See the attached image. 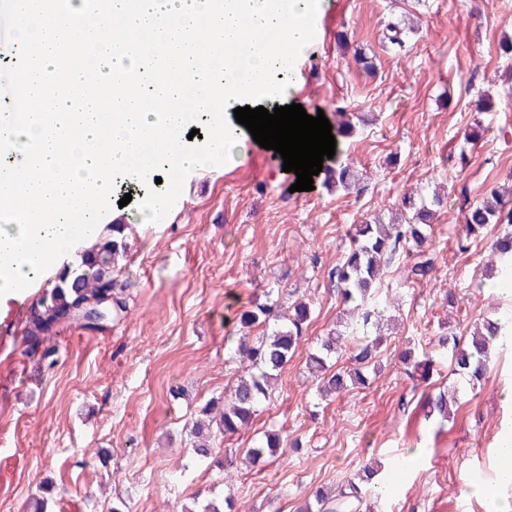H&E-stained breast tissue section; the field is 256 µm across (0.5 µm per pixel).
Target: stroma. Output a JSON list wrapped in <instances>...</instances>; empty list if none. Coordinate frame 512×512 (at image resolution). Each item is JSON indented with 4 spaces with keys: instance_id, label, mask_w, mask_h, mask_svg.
<instances>
[{
    "instance_id": "obj_1",
    "label": "stroma",
    "mask_w": 512,
    "mask_h": 512,
    "mask_svg": "<svg viewBox=\"0 0 512 512\" xmlns=\"http://www.w3.org/2000/svg\"><path fill=\"white\" fill-rule=\"evenodd\" d=\"M344 40L319 43L303 57L294 98L308 114L363 116L339 140L335 162L362 175L361 192L314 177L296 192L275 151L250 147L232 164L147 186L127 204L131 282L121 320L102 330L57 333V364L45 370L22 354L21 336L36 293L21 290L0 308V512H26L32 494L48 512H184L192 502L234 495L242 512H297L313 491L355 477L367 463L400 468V487L374 512H484L496 491V449L512 427V344L471 384L443 367L416 386L399 355L425 351L448 332L468 333L507 309L490 289L485 262L503 225L470 239L465 214L491 188H512V0H327ZM413 32L391 45L386 26ZM364 54L375 64L363 69ZM479 78L463 90L471 72ZM447 193L428 249L430 277L404 288L403 266L386 269L383 291L396 296L397 326L382 342L365 386L322 401L306 368L318 339L343 306L328 273L352 225L389 218L405 192ZM175 197L160 221H141L147 195ZM469 242L468 253L458 245ZM312 300L314 314L271 400L249 429L216 436L213 457L190 450L189 430L207 401L236 378L226 360L229 317L264 289ZM457 387L461 406L448 422L429 411L428 393ZM299 440L228 484L218 459L270 430ZM481 486L463 490L468 474Z\"/></svg>"
}]
</instances>
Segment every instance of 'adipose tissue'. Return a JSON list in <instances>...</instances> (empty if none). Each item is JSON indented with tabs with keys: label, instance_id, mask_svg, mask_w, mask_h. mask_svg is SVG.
<instances>
[{
	"label": "adipose tissue",
	"instance_id": "adipose-tissue-1",
	"mask_svg": "<svg viewBox=\"0 0 512 512\" xmlns=\"http://www.w3.org/2000/svg\"><path fill=\"white\" fill-rule=\"evenodd\" d=\"M16 55L26 68L24 108L0 113V141L10 144L0 162V209L13 212L0 224V300L21 288H40L62 269L75 267L99 240L101 211L118 179L150 182L165 172L203 169L243 158L252 135L227 120L229 110L253 99L256 89L287 100L293 84L277 76L291 71L292 51L307 34L317 0H107L104 12L70 0L67 9L18 0ZM255 31L280 29L279 43L253 40L241 47V22ZM102 37L96 67L137 72L122 87L120 110L84 112L72 118L65 99L45 82L59 61L62 39L72 29ZM173 53L165 80H157L158 49ZM42 67L32 70L30 59ZM163 97L174 111L151 112L147 100ZM54 110L45 117L44 107ZM212 130L204 149L180 142L190 121ZM79 137H72V130ZM35 147L41 170L32 179L23 169Z\"/></svg>",
	"mask_w": 512,
	"mask_h": 512
}]
</instances>
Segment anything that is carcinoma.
Masks as SVG:
<instances>
[{
  "label": "carcinoma",
  "instance_id": "1",
  "mask_svg": "<svg viewBox=\"0 0 512 512\" xmlns=\"http://www.w3.org/2000/svg\"><path fill=\"white\" fill-rule=\"evenodd\" d=\"M325 180L345 190L359 186L358 171L339 163L327 170ZM444 205V197L433 194L428 198L404 194L400 202L401 220L384 224L369 218L353 227L350 245L333 275L343 310L336 325L320 339L319 347L310 353L307 368L316 381L320 398L331 400L350 386L365 384L363 370L373 362L382 342L377 330L384 313L395 304V299L382 295L381 279L388 262L398 246L416 252L404 284L412 287L426 279L431 271V259L421 255V248L429 238L428 228L433 217ZM512 224V209L506 207L499 191L491 189L489 196L465 215L468 234L478 235L490 224ZM126 224H112L105 228L99 243L75 268L61 271L53 285L32 303L23 329L21 344L24 355L51 370L56 360V348L47 345L58 329L72 324L80 304L94 301L105 293L112 294V319H120L126 309L124 292L129 281L121 279L120 262L127 257L130 247ZM491 256L496 259L489 275L502 283L512 284V232L496 238L491 244ZM264 300L256 301L236 317L227 362L237 365L236 382L224 390V396L209 400L201 409L202 418L191 428V450L201 460L213 455V432L226 438L238 434L258 415L259 408L271 398L279 372L288 364L298 349L313 313L310 301L296 300L282 311L281 293L268 288ZM263 328L257 336L252 329ZM512 336V318L500 313L482 320L465 343L455 336H440L432 350L423 353V359L411 360V352L404 353L403 361H413L414 371L422 379L430 375L431 367L450 353L453 369L473 380L483 378L490 370L498 343ZM345 353L350 367L333 370V359ZM457 394L442 392L429 400L430 411L442 420L458 406ZM288 437L281 431L267 432L254 446L246 450L253 462H260L284 453ZM376 469L364 466L356 479H349L334 489L317 490L315 505H306L304 512H371L367 501L379 502L383 495L371 483Z\"/></svg>",
  "mask_w": 512,
  "mask_h": 512
}]
</instances>
